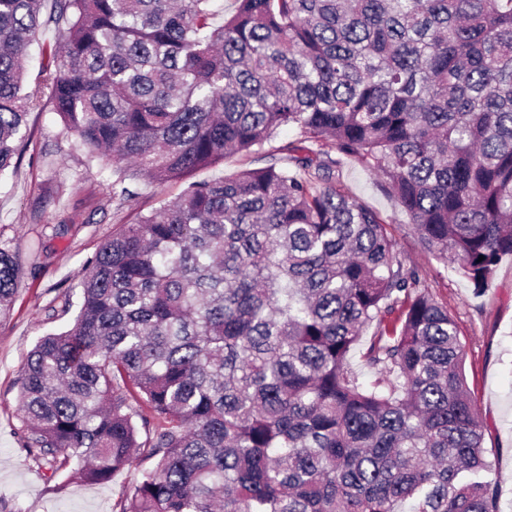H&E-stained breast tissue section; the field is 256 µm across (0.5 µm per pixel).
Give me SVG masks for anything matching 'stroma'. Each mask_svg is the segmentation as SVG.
<instances>
[{
  "mask_svg": "<svg viewBox=\"0 0 512 512\" xmlns=\"http://www.w3.org/2000/svg\"><path fill=\"white\" fill-rule=\"evenodd\" d=\"M43 104V111L28 117L32 136L21 165L0 173V241L14 246L21 260L18 292L10 313L0 317V504L6 512H114L138 468L91 484L79 477L76 460L55 474L37 467L20 443L21 369L40 337L71 323V312L62 307H78L85 265L102 241L187 183L140 179L135 197L116 204L111 171L64 133L51 97ZM336 183L380 213L407 267L454 319L466 386L484 425L488 477L502 512H512V258L500 263L483 293H475L466 278L420 247L408 216L370 171L343 159Z\"/></svg>",
  "mask_w": 512,
  "mask_h": 512,
  "instance_id": "35a3bbf8",
  "label": "stroma"
}]
</instances>
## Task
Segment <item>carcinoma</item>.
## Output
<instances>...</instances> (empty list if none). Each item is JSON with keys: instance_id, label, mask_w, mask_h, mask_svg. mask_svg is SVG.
<instances>
[{"instance_id": "cac0c4a2", "label": "carcinoma", "mask_w": 512, "mask_h": 512, "mask_svg": "<svg viewBox=\"0 0 512 512\" xmlns=\"http://www.w3.org/2000/svg\"><path fill=\"white\" fill-rule=\"evenodd\" d=\"M211 2L0 0V173L43 84L119 205L297 134L101 244L27 355L22 446L95 483L151 462L119 512H501L454 320L303 142L334 140L482 291L512 257V0H236L221 25ZM18 270L0 244L1 314ZM57 31L54 25L43 28L36 36V40L32 42L27 50L25 58V69L27 71L28 83H33L43 59V48L48 46L59 45L57 40Z\"/></svg>"}]
</instances>
